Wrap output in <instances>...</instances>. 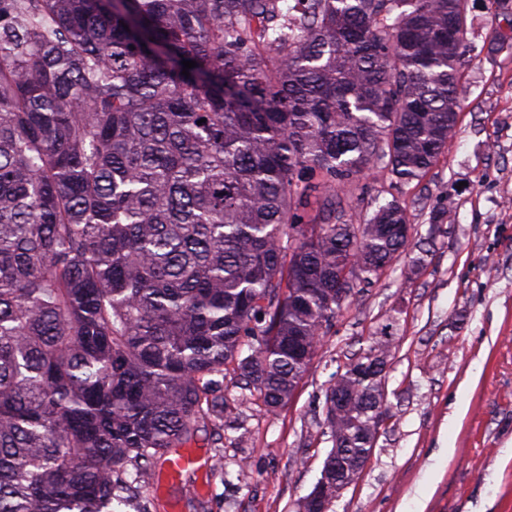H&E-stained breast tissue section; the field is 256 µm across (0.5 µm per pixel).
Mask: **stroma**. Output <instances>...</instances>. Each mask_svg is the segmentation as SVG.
I'll use <instances>...</instances> for the list:
<instances>
[{
  "mask_svg": "<svg viewBox=\"0 0 512 512\" xmlns=\"http://www.w3.org/2000/svg\"><path fill=\"white\" fill-rule=\"evenodd\" d=\"M469 20L447 151L421 182L394 185L378 169L363 181L364 209H406L409 250L353 293L288 404H246L241 429L208 430L223 469L150 478L145 497L177 500V512H291L332 446L331 378L387 325L393 417L333 512H512V40L498 37L512 19L469 0Z\"/></svg>",
  "mask_w": 512,
  "mask_h": 512,
  "instance_id": "35a3bbf8",
  "label": "stroma"
}]
</instances>
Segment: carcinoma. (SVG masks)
I'll return each mask as SVG.
<instances>
[{
  "label": "carcinoma",
  "instance_id": "1",
  "mask_svg": "<svg viewBox=\"0 0 512 512\" xmlns=\"http://www.w3.org/2000/svg\"><path fill=\"white\" fill-rule=\"evenodd\" d=\"M467 24V0H0V512H152L199 432L291 400L339 292L409 249L404 207L346 188L436 164ZM367 342L326 390L330 506L391 417Z\"/></svg>",
  "mask_w": 512,
  "mask_h": 512
}]
</instances>
